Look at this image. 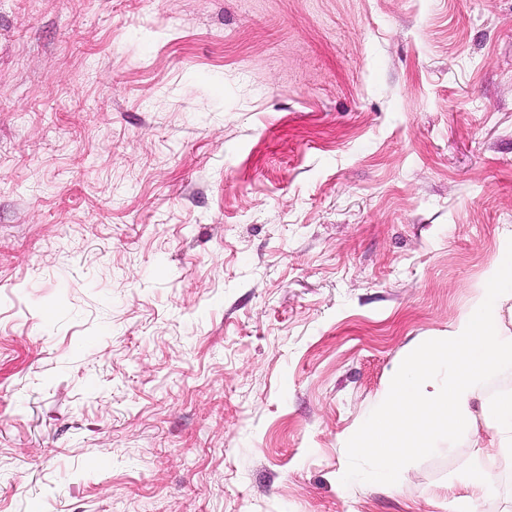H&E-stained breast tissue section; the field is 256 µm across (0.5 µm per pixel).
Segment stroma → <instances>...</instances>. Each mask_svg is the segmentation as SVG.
Listing matches in <instances>:
<instances>
[{
	"mask_svg": "<svg viewBox=\"0 0 512 512\" xmlns=\"http://www.w3.org/2000/svg\"><path fill=\"white\" fill-rule=\"evenodd\" d=\"M512 253V0H0V512H448L358 427Z\"/></svg>",
	"mask_w": 512,
	"mask_h": 512,
	"instance_id": "stroma-1",
	"label": "stroma"
}]
</instances>
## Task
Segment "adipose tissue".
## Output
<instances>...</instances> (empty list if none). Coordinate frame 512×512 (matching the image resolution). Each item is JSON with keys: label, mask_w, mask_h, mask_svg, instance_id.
Masks as SVG:
<instances>
[{"label": "adipose tissue", "mask_w": 512, "mask_h": 512, "mask_svg": "<svg viewBox=\"0 0 512 512\" xmlns=\"http://www.w3.org/2000/svg\"><path fill=\"white\" fill-rule=\"evenodd\" d=\"M507 305L512 307L511 263L492 273L446 335L414 349L397 367L390 392L357 434V453L375 461L370 482L394 483L407 456L434 447L437 437L454 438L479 408L495 434L461 481L486 493L494 488L496 475L486 461L512 448V392L482 405L476 397L491 375L512 366V334L500 328Z\"/></svg>", "instance_id": "1"}]
</instances>
